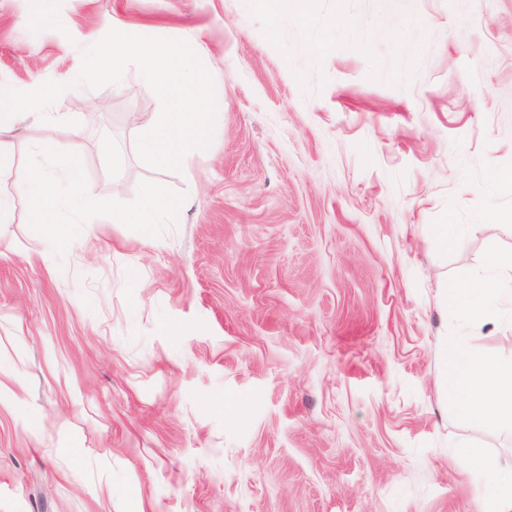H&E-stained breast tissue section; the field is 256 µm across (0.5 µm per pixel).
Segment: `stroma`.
I'll return each instance as SVG.
<instances>
[{"label":"stroma","mask_w":512,"mask_h":512,"mask_svg":"<svg viewBox=\"0 0 512 512\" xmlns=\"http://www.w3.org/2000/svg\"><path fill=\"white\" fill-rule=\"evenodd\" d=\"M116 20L224 83L181 172L137 155L136 67L72 85ZM48 80L0 176V512H484L465 448L512 435L448 404L440 350L512 357V300L446 308L512 253V0H0V86ZM47 140L135 222L60 206L55 248L18 191ZM144 199L146 205L159 212L170 223H174V219L178 217L183 210L182 201L159 197L149 190H146ZM487 264L492 273L470 279L459 288H453L448 298L449 312L454 315L466 314L476 328L490 324L492 312L497 311L503 288L495 271L506 267L512 269V255L492 256Z\"/></svg>","instance_id":"1"}]
</instances>
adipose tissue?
I'll return each instance as SVG.
<instances>
[{
  "mask_svg": "<svg viewBox=\"0 0 512 512\" xmlns=\"http://www.w3.org/2000/svg\"><path fill=\"white\" fill-rule=\"evenodd\" d=\"M31 201V223L43 224L51 206L65 203L76 211L107 213L113 223L127 224L129 212L116 209L111 197L92 194L80 176L78 161H71L65 177H56L42 164H32L23 186ZM488 275L468 280L452 289L448 298L450 313L466 314L474 327L489 324L502 296L498 269L512 268V256L489 259ZM441 362L446 370L448 399L456 411L474 422L493 420L499 429L512 433V359L484 358L468 347L451 343L442 348ZM477 467L483 479L482 497L487 512H512V468L498 456L476 452Z\"/></svg>",
  "mask_w": 512,
  "mask_h": 512,
  "instance_id": "obj_1",
  "label": "adipose tissue"
}]
</instances>
